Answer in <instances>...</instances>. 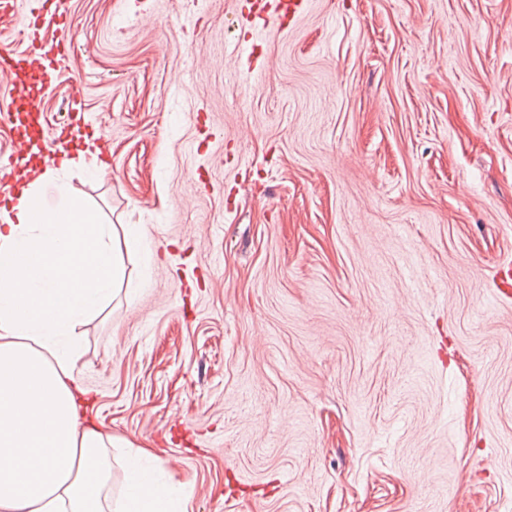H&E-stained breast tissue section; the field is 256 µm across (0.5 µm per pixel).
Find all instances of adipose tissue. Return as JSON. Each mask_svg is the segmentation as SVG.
<instances>
[{"mask_svg": "<svg viewBox=\"0 0 512 512\" xmlns=\"http://www.w3.org/2000/svg\"><path fill=\"white\" fill-rule=\"evenodd\" d=\"M58 170V169H57ZM48 168L0 208V512H187L147 451L129 457L110 505L115 437L81 426L80 327L124 284L118 247L150 264L142 228L106 223L81 202H44Z\"/></svg>", "mask_w": 512, "mask_h": 512, "instance_id": "ef3b65f1", "label": "adipose tissue"}]
</instances>
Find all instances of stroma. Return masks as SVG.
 <instances>
[{
  "instance_id": "1",
  "label": "stroma",
  "mask_w": 512,
  "mask_h": 512,
  "mask_svg": "<svg viewBox=\"0 0 512 512\" xmlns=\"http://www.w3.org/2000/svg\"><path fill=\"white\" fill-rule=\"evenodd\" d=\"M69 0V194L145 228L86 424L188 512H512V0Z\"/></svg>"
}]
</instances>
